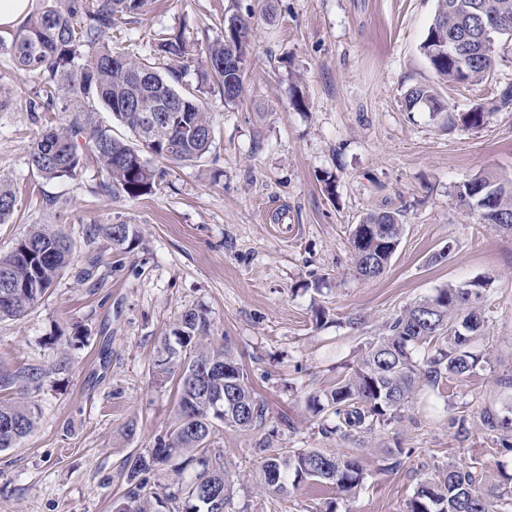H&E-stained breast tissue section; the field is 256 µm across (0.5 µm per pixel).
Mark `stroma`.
Segmentation results:
<instances>
[{"label": "stroma", "instance_id": "stroma-1", "mask_svg": "<svg viewBox=\"0 0 512 512\" xmlns=\"http://www.w3.org/2000/svg\"><path fill=\"white\" fill-rule=\"evenodd\" d=\"M436 0H150L144 14L113 29L114 50L150 56L158 32L183 33L194 49L178 62L184 84L205 68V42L226 15L250 18L252 61L241 101L204 95L215 130L211 151L195 163L157 160L151 194L101 193L86 163L73 179L47 181L26 151L43 129L66 126L68 113L30 112L35 78L0 60V178L16 196L0 224V255L30 225L65 233L74 263L26 316L0 321V368L47 365L57 338L86 329L70 348L66 372L30 387L39 407L33 432L0 452V512H112L127 483V456L152 448L172 429L175 384L157 376L164 336L187 309L205 311L209 336L228 347L265 401V428L276 446L319 448L359 457L368 477L353 499L303 485L275 498L251 480L261 432L217 427L232 483L226 512H406L417 484L435 469L481 463L512 475V453L498 452L482 427L484 409L507 416L512 401V232L461 214L455 185L479 174L512 180V109L482 129L448 130L426 112H406V90L435 85L450 110L494 101L512 83V42L495 45L492 79L478 87L437 82L420 52ZM334 178L327 194L325 178ZM372 210L401 214V243L379 278H355L350 231ZM131 225L125 250L106 240L86 245L90 224ZM448 250L445 261L432 257ZM96 261L94 281L79 278ZM495 279L485 302L489 360L451 384L445 398L416 399L376 434L349 441L325 436L306 408L310 393L331 386L335 366L356 358L382 320L435 289L481 276ZM361 313L363 329L349 327ZM468 416L458 436L449 419ZM135 423L136 433L122 428ZM405 449L397 470L380 459Z\"/></svg>", "mask_w": 512, "mask_h": 512}]
</instances>
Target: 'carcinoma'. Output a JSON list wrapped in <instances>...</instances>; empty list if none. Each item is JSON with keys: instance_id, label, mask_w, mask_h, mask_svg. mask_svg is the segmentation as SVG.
<instances>
[{"instance_id": "cac0c4a2", "label": "carcinoma", "mask_w": 512, "mask_h": 512, "mask_svg": "<svg viewBox=\"0 0 512 512\" xmlns=\"http://www.w3.org/2000/svg\"><path fill=\"white\" fill-rule=\"evenodd\" d=\"M148 0H45L44 6L10 37L0 36V59L44 82L42 101L25 107L35 112L60 106L72 120L61 130L47 129L35 138L28 163L47 180L72 179L81 171L83 152L92 154L102 173L98 188L107 193L138 198L153 191L157 172L152 159L196 162L210 150L214 132L205 102L187 88L176 89L153 66L133 55L112 50L106 34L122 20L143 12ZM506 15L512 19V0H437L434 17L420 51L436 77L448 84L479 85L495 69L494 53L481 52L467 40L461 21L468 13ZM249 39L229 29L207 44L206 79L224 98L240 101ZM156 53L173 61L189 54L180 34H163ZM468 54L469 67H458L456 57ZM127 127L138 143L112 136L96 119L97 106ZM408 112L447 116L448 127L479 130L491 114L512 108V86L501 90L492 108L479 104L466 112H451L430 84L407 89ZM455 199L464 196L480 209L463 214L512 231V183L492 175L454 186ZM16 197L0 179V223L8 222ZM404 233L401 214L371 211L354 226L350 248L355 276H381ZM90 245L106 239L116 249L129 247L135 232L128 224H90ZM73 259V244L64 233L34 224L13 250L0 255V320L29 313L52 288ZM494 290V278L485 276L463 285L439 288L383 324V333L366 343L353 363H346L334 384L311 395L307 408L323 419L321 431L350 439L373 434L395 419L397 411L422 396L442 397L449 383L476 373L487 354V320L482 304ZM207 315L184 311L172 336L164 338L155 369L175 375L179 408L172 431L155 440L144 454L128 456L124 467L127 491L116 512H224L229 498L214 491L231 487L224 474L221 453L211 448L216 425L242 431L261 427L267 420L264 400L248 385L244 369L230 351L208 340ZM230 363L224 374L213 365ZM67 368L66 359L44 368L39 365L0 370V392L21 391ZM222 392L219 409L211 394ZM36 404L24 397L0 401V451L16 447L36 426ZM485 430L500 433L496 445L512 451V423L493 411L482 413ZM258 483L272 496L288 493L308 481L330 486L354 498L365 487L366 472L358 457L329 454L318 448H273L259 442ZM161 466L174 474L171 483L153 491L149 475ZM408 512H512V477L492 478L483 467L448 464L418 484L408 501Z\"/></svg>"}]
</instances>
